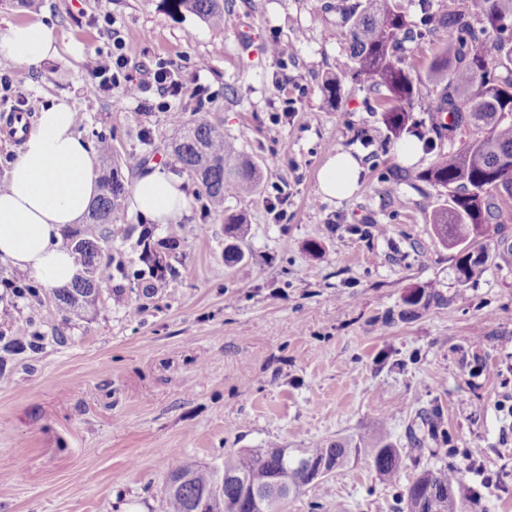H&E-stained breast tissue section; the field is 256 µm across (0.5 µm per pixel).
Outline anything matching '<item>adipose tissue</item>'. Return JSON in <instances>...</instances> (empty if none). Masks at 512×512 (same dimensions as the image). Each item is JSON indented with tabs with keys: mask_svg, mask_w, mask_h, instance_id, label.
I'll return each instance as SVG.
<instances>
[{
	"mask_svg": "<svg viewBox=\"0 0 512 512\" xmlns=\"http://www.w3.org/2000/svg\"><path fill=\"white\" fill-rule=\"evenodd\" d=\"M54 27L43 20L0 26V59L21 68L58 53ZM97 149L76 131V111L68 98L42 109L38 124L24 133L8 187L0 192V260L54 289L77 273L75 257L62 242L66 226L79 223L98 193ZM361 167L346 152L328 157L319 173L322 192L344 198L356 188ZM189 206L180 183L158 167L137 174L128 209L156 224L175 220Z\"/></svg>",
	"mask_w": 512,
	"mask_h": 512,
	"instance_id": "obj_1",
	"label": "adipose tissue"
}]
</instances>
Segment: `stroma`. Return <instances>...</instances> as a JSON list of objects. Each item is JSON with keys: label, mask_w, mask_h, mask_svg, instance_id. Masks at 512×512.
I'll return each instance as SVG.
<instances>
[{"label": "stroma", "mask_w": 512, "mask_h": 512, "mask_svg": "<svg viewBox=\"0 0 512 512\" xmlns=\"http://www.w3.org/2000/svg\"><path fill=\"white\" fill-rule=\"evenodd\" d=\"M337 2L224 0L217 34L163 0H0V24L37 14L59 34L57 57L39 67L0 61L12 80L0 111L36 115L69 95L77 131L109 138L125 179L153 144V162L190 201L151 227L168 272L150 290L137 277L143 219L128 212L102 253L112 279L94 307H59L42 287L19 294L0 261V512H169L178 463L220 466L270 443L409 448L420 437L423 451L394 480L351 462L285 512H392L414 477L450 466L470 492L466 512H512V222L459 282L457 251L431 224L439 190L414 179L433 157L401 159L363 82L341 72L349 40ZM116 37L138 74L179 65L182 92L167 109L154 90L137 100L96 90L69 51H106ZM275 37L295 47L287 65L267 51ZM330 76L342 87L335 106L322 92ZM285 94L296 110L283 119ZM202 118L261 173L253 192L224 203L246 219L237 239L204 214L172 152ZM338 152L362 166L343 199L319 186ZM282 182L288 221L278 224L266 198ZM233 243L244 257L229 264ZM426 285L441 302L403 315V297Z\"/></svg>", "instance_id": "stroma-1"}]
</instances>
